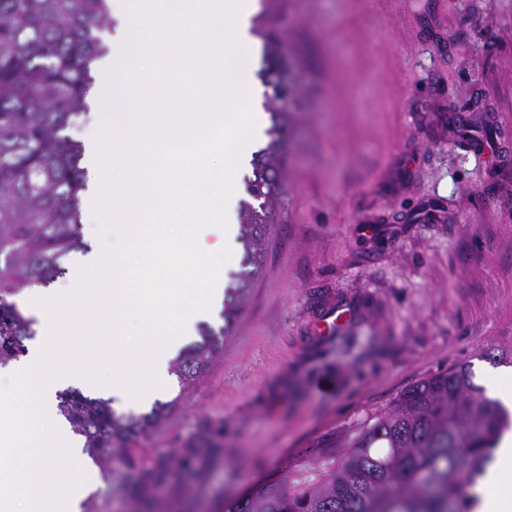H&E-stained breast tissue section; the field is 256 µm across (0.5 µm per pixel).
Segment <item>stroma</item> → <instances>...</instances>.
Wrapping results in <instances>:
<instances>
[{
	"label": "stroma",
	"instance_id": "obj_1",
	"mask_svg": "<svg viewBox=\"0 0 512 512\" xmlns=\"http://www.w3.org/2000/svg\"><path fill=\"white\" fill-rule=\"evenodd\" d=\"M294 86L264 266L224 349L85 512H225L432 373L512 375V0H263ZM332 306L354 318L327 339Z\"/></svg>",
	"mask_w": 512,
	"mask_h": 512
}]
</instances>
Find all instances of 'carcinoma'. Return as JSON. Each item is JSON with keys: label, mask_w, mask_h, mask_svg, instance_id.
I'll use <instances>...</instances> for the list:
<instances>
[{"label": "carcinoma", "mask_w": 512, "mask_h": 512, "mask_svg": "<svg viewBox=\"0 0 512 512\" xmlns=\"http://www.w3.org/2000/svg\"><path fill=\"white\" fill-rule=\"evenodd\" d=\"M112 23L110 0H0V367L26 353L35 320L10 301L22 289L65 274L67 255L82 248L81 193L87 174L82 145L66 134L87 111L93 65L108 52L98 32ZM265 83L279 104L270 141L253 159L242 207L247 269L230 286L229 321L262 273L267 205L281 188L288 65L279 39L263 33ZM224 348V331L203 330L172 372L188 385ZM59 409L95 462L130 467L131 445L156 430L172 404L148 414L119 413L111 402L77 389ZM512 414L475 385L465 366L434 373L404 390L325 461L321 478L288 493V478L230 504L227 512H470L473 488L492 462Z\"/></svg>", "instance_id": "obj_1"}]
</instances>
